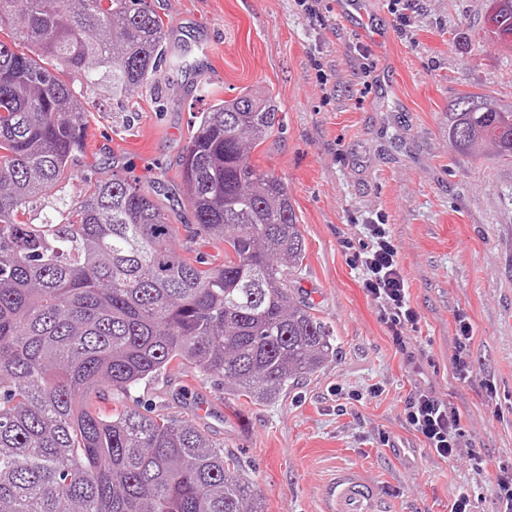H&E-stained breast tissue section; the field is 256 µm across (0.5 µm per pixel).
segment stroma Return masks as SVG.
Instances as JSON below:
<instances>
[{
	"mask_svg": "<svg viewBox=\"0 0 512 512\" xmlns=\"http://www.w3.org/2000/svg\"><path fill=\"white\" fill-rule=\"evenodd\" d=\"M337 2L317 0L312 16L298 0H150L168 58L194 47V69L126 97L106 81L79 86L85 153L26 218L40 223L57 194L117 172L156 193L176 244L223 257V241L193 235L178 163L198 112L245 88L271 91L281 125L249 160L288 187L306 246L291 289L333 334L336 356L263 401L175 363L130 403L222 441L266 512H346L353 488L367 512H450L465 489L473 512H499L493 485L512 462V162L455 152L448 114L463 93L512 110V55L484 37L486 0H402V31L391 0H361L349 18ZM375 220L395 240L418 317L400 345L354 261ZM460 313L473 327L464 379L452 361ZM421 390L461 414L453 459L405 420Z\"/></svg>",
	"mask_w": 512,
	"mask_h": 512,
	"instance_id": "obj_1",
	"label": "stroma"
}]
</instances>
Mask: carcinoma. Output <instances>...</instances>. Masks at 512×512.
<instances>
[{"label": "carcinoma", "instance_id": "carcinoma-1", "mask_svg": "<svg viewBox=\"0 0 512 512\" xmlns=\"http://www.w3.org/2000/svg\"><path fill=\"white\" fill-rule=\"evenodd\" d=\"M0 512H265L224 444L126 404L174 362L253 400L336 357L326 325L288 280L306 248L288 187L249 150L280 124L272 94L242 90L201 113L179 160L195 235L224 260L176 250L153 194L114 174L24 219L72 174L88 115L73 89L107 80L130 96L167 60L148 0H0ZM512 110L474 93L448 113L458 152L512 159Z\"/></svg>", "mask_w": 512, "mask_h": 512}]
</instances>
